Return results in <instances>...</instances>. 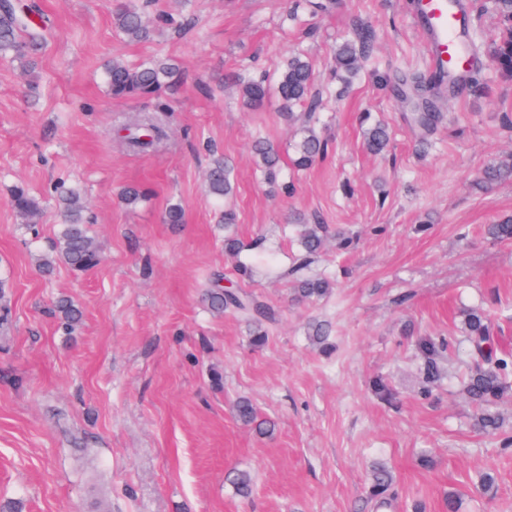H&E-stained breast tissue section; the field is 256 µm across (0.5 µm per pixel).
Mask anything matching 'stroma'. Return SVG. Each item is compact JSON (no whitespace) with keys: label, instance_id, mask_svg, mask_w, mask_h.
Wrapping results in <instances>:
<instances>
[{"label":"stroma","instance_id":"obj_1","mask_svg":"<svg viewBox=\"0 0 512 512\" xmlns=\"http://www.w3.org/2000/svg\"><path fill=\"white\" fill-rule=\"evenodd\" d=\"M38 2L54 29L35 70L0 58V301L10 310L0 323V506L90 512L102 493L109 512H357L370 466L383 463L400 485V512L416 500L443 512L450 495L459 512H512V452L474 432L460 357L423 401L412 349L413 334L453 333L459 310L477 305L500 315L498 343L512 350V244L482 232L512 214V182L474 188L512 153L501 120L512 113V81L481 59L478 87L439 96L437 131L424 139L382 81L432 65L415 0H337L329 12L308 0H159L171 21L144 42L117 32L115 0ZM355 20L377 40L344 90L333 50ZM293 52L313 64L323 105L312 125L328 141L327 158L304 171L291 163L277 103L247 108L233 80L275 77ZM115 56L176 61L180 80L163 101L114 102L105 66ZM148 117L167 132L154 152L115 137ZM375 122L391 132L378 155L363 147ZM259 139L280 150L275 181L253 160ZM214 151L234 166L227 204L237 221L227 229L205 191ZM60 182L86 200L101 262L46 276L36 257L59 231ZM18 183L42 203L32 231L6 202ZM128 185L149 187V199L123 205ZM172 202L184 223H163ZM314 222L354 238L346 250L328 242L311 266L334 284L323 300L294 301L283 279L243 278L224 253L225 235L261 238L263 257L286 268L298 225ZM219 274L277 309L264 347L251 345L238 315L207 309ZM406 292L411 301L397 304ZM61 295L84 312L70 335L51 313ZM314 318L332 323L333 353L312 345ZM377 376L396 405L370 391ZM241 397L273 433L237 419ZM238 469L253 477L250 497L227 479ZM486 471L497 478L487 490L478 485Z\"/></svg>","mask_w":512,"mask_h":512}]
</instances>
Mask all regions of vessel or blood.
Instances as JSON below:
<instances>
[{
	"mask_svg": "<svg viewBox=\"0 0 512 512\" xmlns=\"http://www.w3.org/2000/svg\"><path fill=\"white\" fill-rule=\"evenodd\" d=\"M416 16L435 68L468 70L472 58L464 42L460 0H421Z\"/></svg>",
	"mask_w": 512,
	"mask_h": 512,
	"instance_id": "vessel-or-blood-1",
	"label": "vessel or blood"
}]
</instances>
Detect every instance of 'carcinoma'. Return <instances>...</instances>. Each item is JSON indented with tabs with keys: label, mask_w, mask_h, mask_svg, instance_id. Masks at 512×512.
I'll list each match as a JSON object with an SVG mask.
<instances>
[{
	"label": "carcinoma",
	"mask_w": 512,
	"mask_h": 512,
	"mask_svg": "<svg viewBox=\"0 0 512 512\" xmlns=\"http://www.w3.org/2000/svg\"><path fill=\"white\" fill-rule=\"evenodd\" d=\"M152 0H123L113 11V23L127 40L140 42L149 37L151 27L146 16ZM492 9L499 26L491 39L487 53L492 58L498 73L512 80V0H492ZM53 27L46 14L33 3L21 0H0V57H10L35 64L36 58L52 36ZM376 35L372 28L356 24L353 38L341 43L334 51L336 71L343 83L360 70L363 60L369 56L375 44ZM180 68L166 61H149L130 66L114 58L106 65L108 92L112 100L126 102L139 99H160L178 81ZM236 81L244 104L260 108L270 99H275L283 116L294 128L293 144L295 157L293 165L305 170L328 154V145L311 126V112L319 106V99L312 91L313 68L311 62L300 53H293L283 63L274 85L267 84L263 76L246 77L238 75ZM410 85L418 97V111L411 113L414 127L423 134L433 132L439 120L435 109V93L448 89L457 95L477 87V78L472 74L463 77L429 78L412 76L402 80ZM304 106L305 112L294 108ZM132 150L148 152L165 136V131L150 121H141L123 126L116 131ZM390 142V131L383 123H376L364 132V146L372 153L384 151ZM258 165L266 176L275 178L280 162V153L273 143L258 141L253 145ZM512 180V155L487 167L481 176L480 185L489 187ZM207 191L221 201L233 195L232 169L224 157L212 152L207 172ZM63 224L52 245V251L38 258L43 273L51 274L62 264L76 272L96 267L100 262L99 249L90 234V221L86 215V204L76 190L61 184L55 188ZM8 205L27 226L39 223L42 207L40 200L24 185L11 189ZM330 233L327 224L302 225L301 250L295 261L286 269L271 263L255 265L246 261L241 274L252 276L260 272L266 276L286 278L294 285V292L301 300L320 299L332 288L326 278L307 275L312 263L319 257L324 241ZM485 236L497 242H512V216L501 217L484 225ZM203 302L213 312L221 314L231 310L242 317L251 327L253 345L260 347L267 341L266 326L276 320V310L265 302L244 292L224 293L220 280L203 295ZM54 315L64 331L70 333L82 320V311L65 297L58 298L53 305ZM496 316L484 308H464L459 314V324L454 334L446 336H420L413 344L418 360L416 394L421 400L432 397L436 384L442 377V363L453 354H465L466 371L462 377V393L474 408L473 428L499 440L504 448L512 447V426L506 425L500 412L502 402L512 396V352L499 347L496 330ZM311 342L320 348L330 346L332 326L320 320L308 326ZM373 394L383 403L394 405L396 393L382 377L371 381ZM239 420L264 434L272 430L273 423L258 417L247 399L237 402ZM238 495L246 498L252 494L253 478L246 471H236L230 477ZM366 502L385 512L399 503L396 477L385 465L372 467L365 491Z\"/></svg>",
	"instance_id": "1"
}]
</instances>
